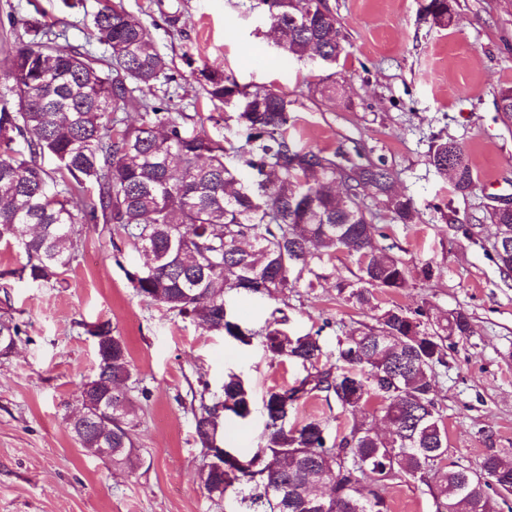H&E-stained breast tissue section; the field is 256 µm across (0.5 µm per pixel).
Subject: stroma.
Segmentation results:
<instances>
[{
    "instance_id": "1",
    "label": "stroma",
    "mask_w": 512,
    "mask_h": 512,
    "mask_svg": "<svg viewBox=\"0 0 512 512\" xmlns=\"http://www.w3.org/2000/svg\"><path fill=\"white\" fill-rule=\"evenodd\" d=\"M121 2L170 65L150 98L187 115L188 128L244 144L237 107L212 103L201 87V70L221 71L244 90L288 100V135L299 146L384 161L421 213V223L402 224L365 200L383 246L409 271L408 288L375 289V306L338 296L337 284L359 274L341 250L314 265L286 299L226 291L231 316L256 334L284 310L289 333L320 336L330 351L343 325L374 324L381 307L464 309L472 331L449 351L438 395L447 461L474 467L489 453L512 458V278L493 260L495 229L485 219L512 202V124L497 110L500 90L512 87V0H458L448 27L426 16L428 0H327L346 41L340 59L324 66L277 46L259 0ZM99 7L100 0L72 8L65 0H0V72L19 36L54 37L108 59L94 36ZM439 141L466 150L476 175L469 193H455L451 177L429 164ZM470 228L478 241L467 237ZM74 241L69 265L45 285L21 274V249L0 241V322L19 329L16 347L0 355V512H246L244 487L217 500L201 484L193 395L205 386L219 392L232 371L258 405L300 368L270 361L256 337L241 344L137 296L129 275L143 258L112 225H76ZM429 264L440 277L423 279ZM101 322L124 340L133 373L127 390L139 415L141 464L132 471L86 453L68 428L82 407V383L96 370L91 330Z\"/></svg>"
}]
</instances>
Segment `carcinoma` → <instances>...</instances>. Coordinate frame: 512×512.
<instances>
[{
    "instance_id": "obj_1",
    "label": "carcinoma",
    "mask_w": 512,
    "mask_h": 512,
    "mask_svg": "<svg viewBox=\"0 0 512 512\" xmlns=\"http://www.w3.org/2000/svg\"><path fill=\"white\" fill-rule=\"evenodd\" d=\"M282 48L303 59L313 50L336 61L344 51L341 25L326 0H261ZM95 35L108 47L112 73L69 45L19 38L11 49L0 94V241L27 256L22 272L49 282L71 258L76 224H113L146 261L130 275L136 293L190 317L211 331L250 343L225 308L224 290L275 298L299 281L297 273L336 250L356 257L357 282L338 295L370 303L371 288L408 287L405 263L378 245L384 233L361 205L369 189L402 224L421 223L411 199L392 191L390 173L372 161L338 152L297 148L287 136L288 102L268 90L243 92L235 80L210 70L203 88L225 102L237 92L248 110L238 119L246 146H224L142 99L140 122L121 115L133 93L151 88L168 70L146 27L119 0H105L94 18ZM49 157L53 171L37 163ZM429 163L453 172L454 190L474 186L464 148L440 142ZM494 262L512 275V212L493 210ZM471 323L463 310L430 316L429 310L394 305L380 309L376 325L358 324L337 337L336 366L321 364L320 337L288 335L267 326L261 344L272 361H290L304 375L272 387L262 401L266 424L258 447L242 459L224 449V469L211 468L221 448V415L247 420L253 397L235 373L221 395L193 410L196 442L204 453L200 480L211 498L234 484H254L251 512H389L391 483H420L436 512H502L511 508L512 458L485 456L474 468L440 472L448 435L438 401L439 369ZM95 374L83 383L82 414L69 428L88 453L135 469L136 410L125 342L97 344ZM323 394L342 411L380 401L392 428L385 440L366 419L331 431V418L291 421L294 410Z\"/></svg>"
}]
</instances>
